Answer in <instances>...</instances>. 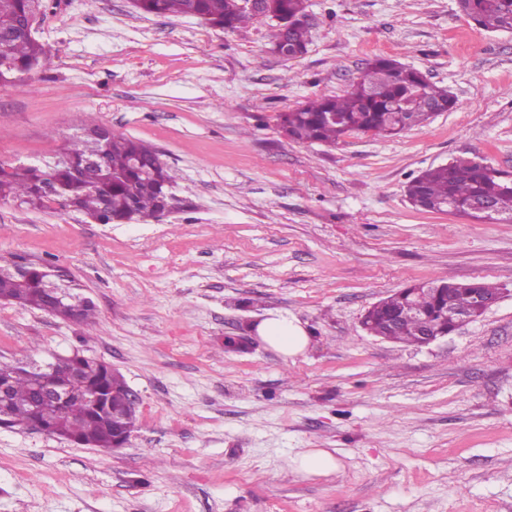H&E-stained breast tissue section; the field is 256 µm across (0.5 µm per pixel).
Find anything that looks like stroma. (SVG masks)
I'll use <instances>...</instances> for the list:
<instances>
[{
    "mask_svg": "<svg viewBox=\"0 0 512 512\" xmlns=\"http://www.w3.org/2000/svg\"><path fill=\"white\" fill-rule=\"evenodd\" d=\"M30 87H0V162L49 165L81 122L152 145L182 207L127 224L0 200V259L67 268L95 325L0 303V361L74 350L139 398L112 451L0 427V512H512V222L412 206L456 157L512 170V32L457 0H307L309 44L141 14L133 0H46ZM391 57L456 98L385 138L284 136L281 113L344 94ZM479 280L500 300L426 346L369 335L404 287ZM295 316L283 358L252 325ZM325 448L338 469L292 460Z\"/></svg>",
    "mask_w": 512,
    "mask_h": 512,
    "instance_id": "stroma-1",
    "label": "stroma"
}]
</instances>
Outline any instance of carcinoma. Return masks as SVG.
Wrapping results in <instances>:
<instances>
[{"instance_id":"cac0c4a2","label":"carcinoma","mask_w":512,"mask_h":512,"mask_svg":"<svg viewBox=\"0 0 512 512\" xmlns=\"http://www.w3.org/2000/svg\"><path fill=\"white\" fill-rule=\"evenodd\" d=\"M460 11L476 25L490 31L512 32V0H458ZM145 15L195 16L212 27L234 30L257 16L286 20L276 28L274 40H284L297 58L307 51L306 0H134ZM42 7V0H0V40L8 43L7 60L0 61V87L28 86L29 73L46 55L37 40L20 31L21 22ZM456 105L447 90L431 84L419 70L395 59L379 57L369 63L342 96L322 97L280 115V127L297 142L336 143L350 132L393 136L422 125L439 107L447 112ZM99 123L81 125L64 154L76 164L96 155L99 163L74 176L71 166H10L0 164V198H12L34 209L62 202L63 207L81 212L101 224L122 222L134 216L155 217L175 201L170 192L173 181L167 165L151 145L119 133L101 138ZM414 206L444 212L449 204L456 213L477 220H496L473 211L476 200H484L502 217H512V171L471 159L458 158L430 168L407 186ZM65 284L67 297L47 288V281ZM440 288L450 289L459 308H469L478 288L493 296L497 288L481 281L443 280ZM406 297L396 294L372 311L375 333L407 343L419 344L426 330L448 328L435 298L416 295L423 312L408 315L391 327L387 319L404 308ZM0 301L50 312L63 319L86 323L95 315V305L83 293V286L66 270L26 258L0 262ZM78 393L48 406H37L41 389H63L72 384L71 364L62 363L50 379L23 364L0 362V426L31 428L41 423L50 433L58 432L90 448L110 449L120 433L135 428L136 415L127 406L128 385L122 375L106 364L82 358Z\"/></svg>"}]
</instances>
